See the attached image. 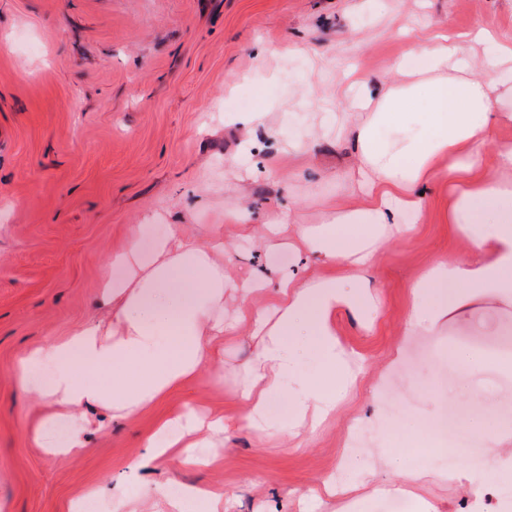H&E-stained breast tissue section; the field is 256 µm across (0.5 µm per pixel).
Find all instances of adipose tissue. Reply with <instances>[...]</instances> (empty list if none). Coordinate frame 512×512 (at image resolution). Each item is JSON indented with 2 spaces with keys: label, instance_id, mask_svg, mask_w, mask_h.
<instances>
[{
  "label": "adipose tissue",
  "instance_id": "1",
  "mask_svg": "<svg viewBox=\"0 0 512 512\" xmlns=\"http://www.w3.org/2000/svg\"><path fill=\"white\" fill-rule=\"evenodd\" d=\"M470 38L486 50L478 76L465 51ZM423 53L421 68L395 63L396 79L381 87L365 78L355 84L357 111L349 134L356 166L345 188L361 203L327 206L322 223L295 229L304 257L320 260L330 274L309 281L299 268L280 271L267 311L249 301L254 280L238 286V320L250 326L256 340V361L246 365L238 391L246 404L242 427L269 432L267 408L284 400L291 408L289 434L316 430L356 387L357 362L336 339V315L348 310L374 326L384 310L371 278L375 256L393 234L422 223L432 186L451 190L444 218L470 251L435 262L414 283L406 335L437 336L476 306L512 305V143L496 145L493 172H485L479 158L489 130L512 122V44L479 29L470 37L434 35ZM223 252L219 239L204 246L137 225L127 248L113 255L102 284L100 301L111 307V319L49 341L18 363L16 382L24 390L36 388L40 367L54 371L49 394L59 411L34 427L38 447L70 458L86 447L84 405L95 401L113 418H129L218 359L228 332L224 291L230 282L219 260ZM303 345L319 354L317 374L301 367ZM95 373L111 374V386L94 384ZM201 426L189 414L162 420L147 439L151 453L140 468L164 461L183 468L217 464V457L189 439ZM477 427L483 434L480 456L492 464L494 485L475 480V464L466 455L438 480L456 485L470 512H486L492 487L512 485L507 445L512 428L485 418ZM373 456L399 476L398 483L375 484V493L409 500L413 512H438L435 502L419 493L429 472L399 451L379 448Z\"/></svg>",
  "mask_w": 512,
  "mask_h": 512
}]
</instances>
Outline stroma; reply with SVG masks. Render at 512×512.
Instances as JSON below:
<instances>
[{"mask_svg":"<svg viewBox=\"0 0 512 512\" xmlns=\"http://www.w3.org/2000/svg\"><path fill=\"white\" fill-rule=\"evenodd\" d=\"M482 28L512 42V0H0V512H72L89 487H112L107 512H167L149 484L209 485L223 512H301L322 478L344 471L359 506L323 499L317 512H383L372 497L367 454L348 456L354 425L368 447L404 446L422 410L441 413L458 373L456 346L479 348L512 334V306L474 308L438 336H407L410 289L443 257L469 245L440 220L450 199L433 191L423 224L391 240L373 277L385 309L374 328L336 317L340 343L364 358L356 389L314 432L259 438L239 427L235 390L253 359L246 329L224 356L152 408L90 432L85 452L61 460L34 447L31 424L50 399L20 389V358L99 316L98 287L113 254L152 219L208 242L224 237V318L241 305L235 283L285 269L288 249L264 246V221L291 212L315 224L354 163L349 138L325 115L350 121V76L390 81L438 30ZM364 38L353 48L351 34ZM263 118L252 131L246 113ZM310 131L288 152V131ZM246 221L228 222L229 208ZM506 356L470 375L463 390L499 415L512 399ZM194 410L224 419L208 443L223 462L184 471L159 464L142 479L128 467L147 456L164 417Z\"/></svg>","mask_w":512,"mask_h":512,"instance_id":"1","label":"stroma"}]
</instances>
